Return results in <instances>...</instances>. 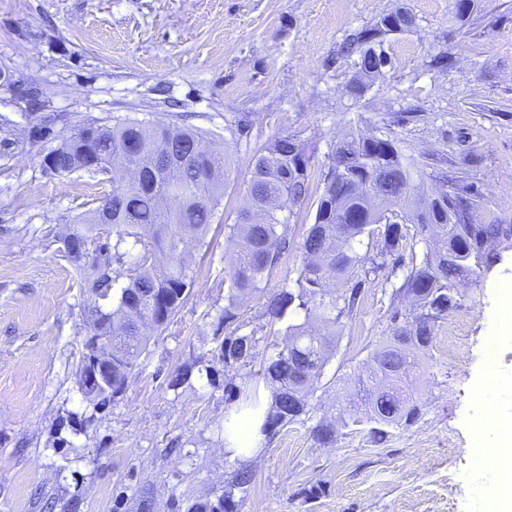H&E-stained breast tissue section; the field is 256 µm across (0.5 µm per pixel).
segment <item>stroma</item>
<instances>
[{
    "instance_id": "stroma-1",
    "label": "stroma",
    "mask_w": 512,
    "mask_h": 512,
    "mask_svg": "<svg viewBox=\"0 0 512 512\" xmlns=\"http://www.w3.org/2000/svg\"><path fill=\"white\" fill-rule=\"evenodd\" d=\"M397 7L416 25L385 36L393 68L352 99L355 59L336 51ZM440 56L445 66H433ZM1 70L37 86L66 131L88 119L193 126L211 147L229 149L234 166L213 224L190 248L196 276L182 307L153 333L125 391L97 406L77 383L93 299L54 237L112 186L84 171L46 173L49 143L33 138L24 103L0 88V126L19 139L0 157V512H136L145 492L154 512H186L221 495L243 466L255 479L241 512H482L502 474L489 461L495 433L474 448L477 425L512 414V337L499 339L496 378L485 371L486 340L512 286V249L462 288L411 378L421 419L383 445L342 429L323 446L311 428L349 415L346 391L390 333L401 275L365 283L307 415L248 458L224 451V421L241 407L224 387L258 375L270 341L297 317L271 326L251 365L233 373L216 328L230 262L224 227L271 138L297 134L319 151L309 196L293 208V247L268 290L296 279L327 154L353 130L394 140L427 193L469 188V223L512 225V0H474L464 19L452 0H0ZM243 113L253 129L237 139L226 122ZM186 367L211 375L169 389Z\"/></svg>"
}]
</instances>
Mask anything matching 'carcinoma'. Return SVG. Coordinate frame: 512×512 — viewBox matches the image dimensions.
<instances>
[{
    "instance_id": "carcinoma-1",
    "label": "carcinoma",
    "mask_w": 512,
    "mask_h": 512,
    "mask_svg": "<svg viewBox=\"0 0 512 512\" xmlns=\"http://www.w3.org/2000/svg\"><path fill=\"white\" fill-rule=\"evenodd\" d=\"M413 16L405 8L380 15L369 27L351 35L343 50L358 55L359 75L381 72L382 37L412 29ZM233 136L249 134L246 115L226 126ZM64 146L56 152L49 172L68 174L83 170L106 177L112 193L110 221L101 224L97 209L91 218L70 225L75 238L63 247L64 256L81 265L84 247L97 244L99 259L84 277L83 288L101 303L92 309L89 335L97 336L106 316L125 315L127 321L112 346V388L84 385L80 367L78 386L91 402L103 403L122 394L131 371L145 351L150 336L138 319L153 318V329L166 326L183 304L194 282V271L184 257L189 241L203 235L220 201L224 176L231 164L228 153L199 157L195 141L199 130L166 122L118 121L106 125L82 124L59 135ZM317 143L298 135H282L264 144L252 161L246 206L237 221L224 225L231 261L224 270V310L218 326L224 328L220 353L227 370L250 365L259 337L242 334L236 322L246 300L265 299L263 315L272 323L287 310L302 317L288 326L291 348L275 351L261 368L268 391L266 401L247 386L226 385L228 397L250 401L262 415L261 435L307 414L308 398L324 367L336 352L337 328L358 311L362 288L370 275L393 274L402 266L407 235L402 225L412 224L415 235L438 247L406 268L395 293L413 300L411 321L393 308L391 335L374 350V388L360 398L362 414L341 421L345 428L368 425L372 442L388 441L391 429L409 426L421 418V406L404 380L430 351L435 330L458 306L459 287L489 269L497 254L485 243L506 234L500 224H468L460 196L441 192L430 197L417 190L414 163L386 138L350 133L332 148L334 165L322 173L323 192L317 200L314 222L300 245L303 264L294 280H283L277 291L266 293L267 282L288 253L289 217L284 212L300 204L309 192V168ZM189 157L182 179L170 181L161 172L168 154ZM379 182V194L361 195L357 186ZM323 444L336 441V425L319 422L311 428ZM254 480L252 470L241 467L224 488L223 512H239Z\"/></svg>"
}]
</instances>
